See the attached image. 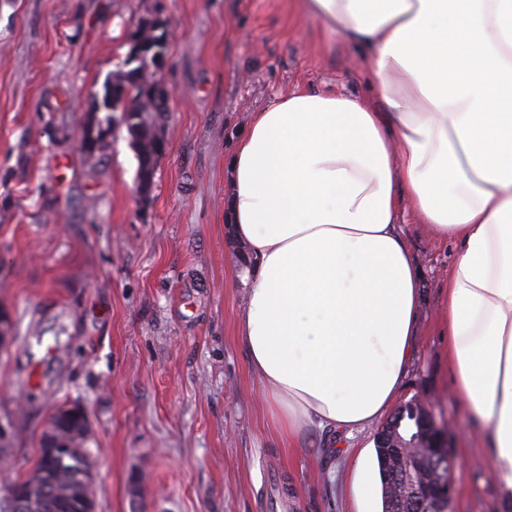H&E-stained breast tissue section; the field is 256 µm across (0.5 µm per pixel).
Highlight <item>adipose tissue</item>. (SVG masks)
<instances>
[{"label":"adipose tissue","mask_w":512,"mask_h":512,"mask_svg":"<svg viewBox=\"0 0 512 512\" xmlns=\"http://www.w3.org/2000/svg\"><path fill=\"white\" fill-rule=\"evenodd\" d=\"M360 48L376 102L294 90L230 159L250 250L239 334L289 443L388 415L412 362L419 276L409 201L459 245L448 276L453 389L491 427L512 501V0H295Z\"/></svg>","instance_id":"1"}]
</instances>
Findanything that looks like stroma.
Masks as SVG:
<instances>
[{"label":"stroma","instance_id":"35a3bbf8","mask_svg":"<svg viewBox=\"0 0 512 512\" xmlns=\"http://www.w3.org/2000/svg\"><path fill=\"white\" fill-rule=\"evenodd\" d=\"M146 19L171 39L169 146L143 203L125 127L93 154L81 141L92 93ZM295 88L372 96L360 50L292 0H0V480L35 465L69 402L90 423L96 512H358L353 463L377 426L289 446L237 331L226 162L251 112ZM402 229L422 301L400 401L429 400L448 427L451 512H512L488 430L451 390L458 245L409 214Z\"/></svg>","mask_w":512,"mask_h":512}]
</instances>
